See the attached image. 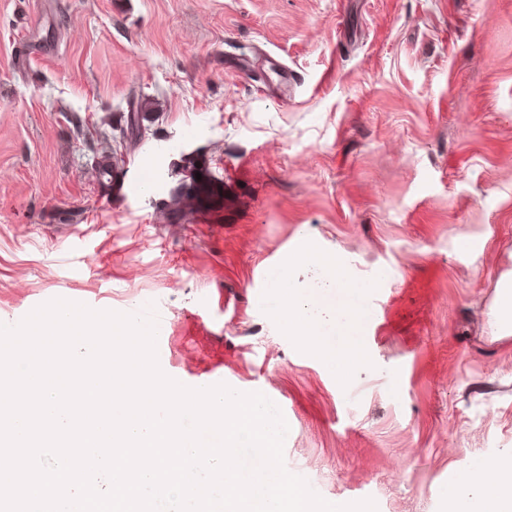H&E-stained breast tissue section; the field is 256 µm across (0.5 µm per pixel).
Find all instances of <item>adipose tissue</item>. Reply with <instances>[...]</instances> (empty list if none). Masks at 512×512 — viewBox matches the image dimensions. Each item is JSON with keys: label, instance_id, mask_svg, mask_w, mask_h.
Here are the masks:
<instances>
[{"label": "adipose tissue", "instance_id": "ef3b65f1", "mask_svg": "<svg viewBox=\"0 0 512 512\" xmlns=\"http://www.w3.org/2000/svg\"><path fill=\"white\" fill-rule=\"evenodd\" d=\"M307 286H290L281 306V316L289 326L308 331L311 350L322 356L330 351L323 339L324 324L345 319L346 313L334 306L330 292L340 283L342 265L332 253L316 255ZM451 512H512V477L494 480L468 481L455 489L450 496Z\"/></svg>", "mask_w": 512, "mask_h": 512}]
</instances>
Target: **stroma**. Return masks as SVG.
<instances>
[{"instance_id":"35a3bbf8","label":"stroma","mask_w":512,"mask_h":512,"mask_svg":"<svg viewBox=\"0 0 512 512\" xmlns=\"http://www.w3.org/2000/svg\"><path fill=\"white\" fill-rule=\"evenodd\" d=\"M190 157L222 197L178 211ZM318 252L367 363L289 335L262 278ZM511 286L512 0H0V323L149 306L164 374L285 401L324 500L448 512L512 461ZM129 137V130H124L121 132L119 136V140L115 141V148H113L114 152L118 153L119 148H123L125 145V140ZM112 152V156H102L100 159L97 155H93L90 160L95 165V168L99 174V176L103 179L107 180L118 179L120 176V171L118 162L122 159L118 158L116 153ZM112 158L115 159V162L112 161Z\"/></svg>"}]
</instances>
